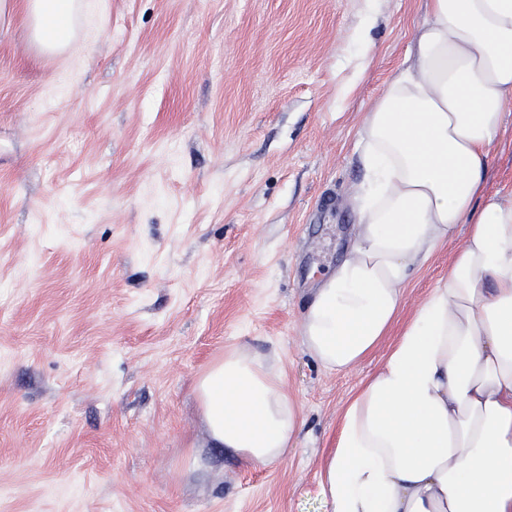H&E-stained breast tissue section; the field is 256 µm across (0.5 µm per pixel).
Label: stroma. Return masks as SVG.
<instances>
[{
	"mask_svg": "<svg viewBox=\"0 0 512 512\" xmlns=\"http://www.w3.org/2000/svg\"><path fill=\"white\" fill-rule=\"evenodd\" d=\"M88 3L56 54L23 8L0 18V512H323L339 413L386 349L324 371L301 313L350 244L357 130L425 0ZM241 343L278 350L305 419L273 468L201 418L197 378Z\"/></svg>",
	"mask_w": 512,
	"mask_h": 512,
	"instance_id": "obj_1",
	"label": "stroma"
}]
</instances>
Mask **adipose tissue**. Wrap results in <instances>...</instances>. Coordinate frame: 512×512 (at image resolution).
<instances>
[{
    "label": "adipose tissue",
    "mask_w": 512,
    "mask_h": 512,
    "mask_svg": "<svg viewBox=\"0 0 512 512\" xmlns=\"http://www.w3.org/2000/svg\"><path fill=\"white\" fill-rule=\"evenodd\" d=\"M82 7L25 0L34 39L67 45ZM511 120L512 0H426L358 128L351 244L301 315L300 346L328 372L389 344L340 412L319 472L328 512H512V190L488 186ZM454 239L447 274L401 319L410 278ZM196 393L238 463L275 466L299 440L276 352L226 348Z\"/></svg>",
    "instance_id": "ef3b65f1"
}]
</instances>
